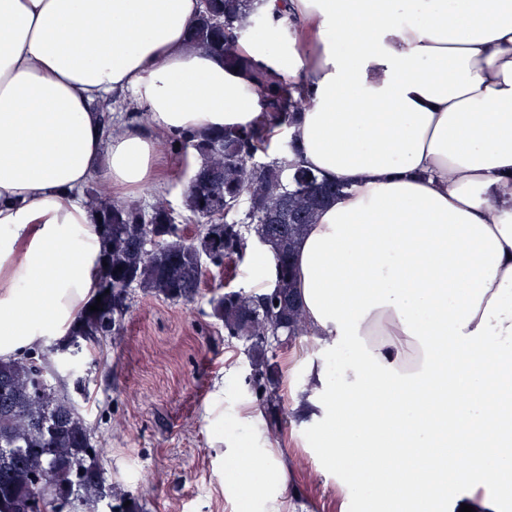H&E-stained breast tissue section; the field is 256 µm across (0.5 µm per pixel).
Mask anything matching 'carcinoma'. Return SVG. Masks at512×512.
I'll return each mask as SVG.
<instances>
[{"label":"carcinoma","mask_w":512,"mask_h":512,"mask_svg":"<svg viewBox=\"0 0 512 512\" xmlns=\"http://www.w3.org/2000/svg\"><path fill=\"white\" fill-rule=\"evenodd\" d=\"M247 0H205L191 38L206 52L224 56V65L250 72L262 112L249 128L205 129L176 140L203 155L207 165L191 173L182 208L198 224L186 238L167 201L148 208L118 202L99 190L88 194L102 218L98 284L82 307L68 336L49 352L77 356L117 334L130 306L132 291L171 302H191L200 293L208 267L220 271L241 258L253 237L270 247L276 287L264 294L228 291L209 300L210 316L231 337L245 342L250 382L265 410L273 435L282 428V408L275 378L274 345L308 333L293 287L291 259L306 226L321 208L345 189L286 160L296 151L286 142L279 155L256 163L267 153L274 129L287 128L310 99L288 80H272L250 70L236 49L234 23L253 24ZM101 297L99 310L90 306ZM53 370L34 357L0 359V512H33L40 497L37 478L49 472L50 499L64 498L69 512H99L110 497L112 512H144L139 496L108 481L102 468L103 449L91 442V430L78 402L52 382ZM129 506H124V503Z\"/></svg>","instance_id":"cac0c4a2"}]
</instances>
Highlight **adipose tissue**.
Here are the masks:
<instances>
[{
	"label": "adipose tissue",
	"mask_w": 512,
	"mask_h": 512,
	"mask_svg": "<svg viewBox=\"0 0 512 512\" xmlns=\"http://www.w3.org/2000/svg\"><path fill=\"white\" fill-rule=\"evenodd\" d=\"M253 67L312 98L288 136L348 190L296 246L310 336L292 411L364 512H505L512 481V0H253ZM201 0H0V359L67 335L98 282L95 179L161 187L156 136L260 117L255 86L195 48ZM146 125L105 126L101 104ZM224 440L244 512H308L293 464Z\"/></svg>",
	"instance_id": "1"
}]
</instances>
